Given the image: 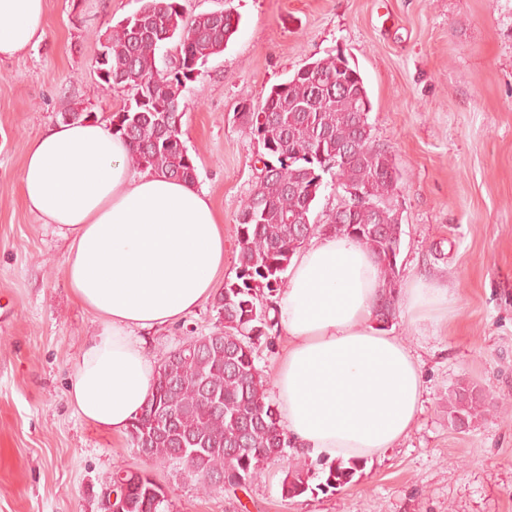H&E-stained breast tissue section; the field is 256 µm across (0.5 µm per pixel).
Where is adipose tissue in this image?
Returning <instances> with one entry per match:
<instances>
[{
    "instance_id": "ef3b65f1",
    "label": "adipose tissue",
    "mask_w": 512,
    "mask_h": 512,
    "mask_svg": "<svg viewBox=\"0 0 512 512\" xmlns=\"http://www.w3.org/2000/svg\"><path fill=\"white\" fill-rule=\"evenodd\" d=\"M45 0H0V63L46 34ZM129 148L97 121L59 123L33 139L20 181L24 200L68 241L67 284L102 328L75 364L67 397L88 423L115 433L145 406L155 365L136 331L176 324L208 300L224 266V228L204 190L134 170ZM375 256L346 236H318L278 294L288 349L275 383L293 444L314 459L369 458L405 437L423 381L410 349L380 330ZM404 312L432 319L448 291L404 288Z\"/></svg>"
}]
</instances>
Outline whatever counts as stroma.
<instances>
[{"instance_id":"obj_1","label":"stroma","mask_w":512,"mask_h":512,"mask_svg":"<svg viewBox=\"0 0 512 512\" xmlns=\"http://www.w3.org/2000/svg\"><path fill=\"white\" fill-rule=\"evenodd\" d=\"M186 14L229 9L239 30L189 82L182 139L224 220V268L235 278L237 219L254 189L261 144L243 126L268 90L304 64L343 51L360 71L375 144L399 170L398 288L421 278L448 291L434 320L396 312L391 335L417 357L422 408L406 437L365 460L352 484L288 499V463L246 490L202 493L184 471L140 457L127 434L98 429L67 402L75 363L100 323L71 293L67 241L25 204L31 141L86 109L109 116L129 99L95 67L139 0H46L47 32L0 64V512H101L119 467L150 472L173 512H512V0H181ZM212 301L141 334L160 360L187 336L216 330ZM489 395L487 415L458 430L448 391Z\"/></svg>"}]
</instances>
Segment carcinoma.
<instances>
[{
    "label": "carcinoma",
    "instance_id": "carcinoma-1",
    "mask_svg": "<svg viewBox=\"0 0 512 512\" xmlns=\"http://www.w3.org/2000/svg\"><path fill=\"white\" fill-rule=\"evenodd\" d=\"M132 15L112 27L102 45L110 88L133 91L129 103L105 119L129 144V162L142 171L195 182L194 158L181 140L183 91L196 67L224 52L239 29L232 10L184 14L180 0H140ZM371 107L359 70L341 55L306 63L268 91L257 111L240 113L244 127L262 144V168L238 218L235 280L215 296L220 327L206 336L181 339L155 370L151 395L129 426L128 437L147 457L194 475L208 493L222 486L245 489L268 464L285 458L290 439L269 397V381L255 361L256 341L278 325L259 291L276 295L283 274L306 240L346 235L378 260L384 280L380 316L395 314L402 234L390 206L399 175L389 152L376 145ZM332 175V182L324 175ZM341 195L359 190L366 201L342 215L314 216L327 187ZM192 343L194 351H182ZM481 390L458 383L448 392V422L467 423L488 411ZM362 462L324 463L318 470L289 469L282 494L294 498L318 488L354 482ZM115 506L121 512H171L166 488L146 472H112Z\"/></svg>",
    "mask_w": 512,
    "mask_h": 512
}]
</instances>
